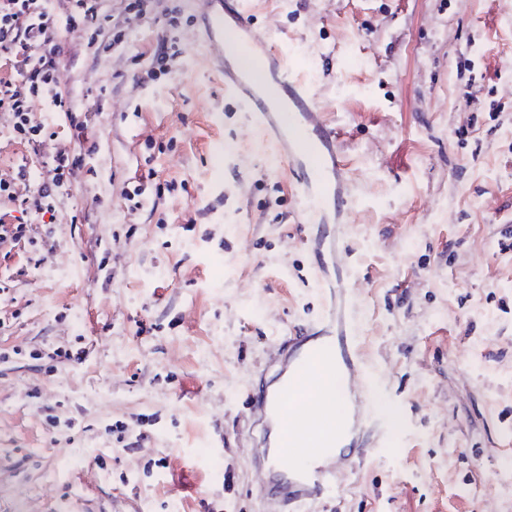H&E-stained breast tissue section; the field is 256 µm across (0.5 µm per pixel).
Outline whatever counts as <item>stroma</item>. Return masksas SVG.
Instances as JSON below:
<instances>
[{"mask_svg": "<svg viewBox=\"0 0 512 512\" xmlns=\"http://www.w3.org/2000/svg\"><path fill=\"white\" fill-rule=\"evenodd\" d=\"M171 3L182 64L156 88L134 91L130 63L152 59L153 15L120 51L62 58L63 88L99 104L97 152L50 247L0 257V512H281L243 404L320 317L319 268L292 169L208 60L200 0ZM245 8L339 131L366 409L389 423L300 512H512V0ZM22 160L45 178L0 115V174ZM57 349L85 359L51 366Z\"/></svg>", "mask_w": 512, "mask_h": 512, "instance_id": "35a3bbf8", "label": "stroma"}]
</instances>
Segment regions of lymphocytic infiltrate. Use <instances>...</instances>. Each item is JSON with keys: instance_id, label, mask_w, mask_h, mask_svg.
Instances as JSON below:
<instances>
[{"instance_id": "lymphocytic-infiltrate-1", "label": "lymphocytic infiltrate", "mask_w": 512, "mask_h": 512, "mask_svg": "<svg viewBox=\"0 0 512 512\" xmlns=\"http://www.w3.org/2000/svg\"><path fill=\"white\" fill-rule=\"evenodd\" d=\"M159 13L166 27L177 26L176 9L161 0H121L119 12L105 10L104 0H0V112L11 118V139L33 152H45L49 179L38 187L26 183L28 172L0 176V248L24 244L48 247L49 236L40 226L55 223L61 200L68 196L85 156L81 150L96 107L76 109L74 96L63 89L57 73L63 54L91 49L107 55L123 42L124 31L135 20ZM82 33L81 43L66 46L62 36ZM181 50L162 36L152 62L134 75L136 87L145 88L177 67ZM47 104L69 114V137L49 130L36 113Z\"/></svg>"}]
</instances>
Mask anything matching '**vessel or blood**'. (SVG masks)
I'll return each instance as SVG.
<instances>
[{"mask_svg":"<svg viewBox=\"0 0 512 512\" xmlns=\"http://www.w3.org/2000/svg\"><path fill=\"white\" fill-rule=\"evenodd\" d=\"M201 22L225 93L252 113L297 176V219L307 227L306 247L322 267L338 266L337 230L347 199L335 128L325 123L285 53L271 50L268 40L253 29L243 0H207ZM228 28L237 36L231 51L224 46ZM327 370L363 378L356 402L366 401L376 390L342 303L283 339L282 359L270 382L251 397L250 408L258 412L262 432L254 463L266 469L273 492L289 506L331 496L337 468H352L360 448L368 444L362 414L340 426L333 422L331 398L321 383Z\"/></svg>","mask_w":512,"mask_h":512,"instance_id":"obj_1","label":"vessel or blood"}]
</instances>
